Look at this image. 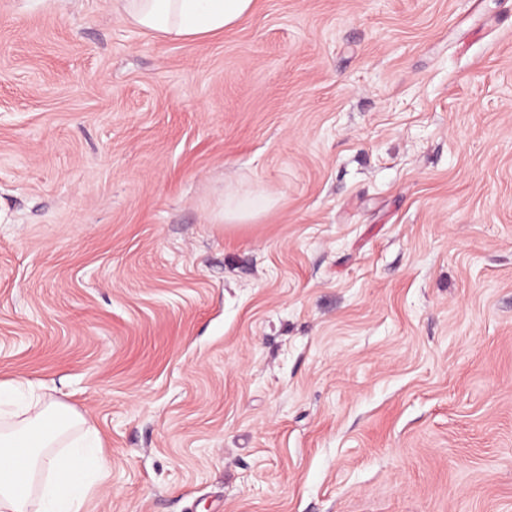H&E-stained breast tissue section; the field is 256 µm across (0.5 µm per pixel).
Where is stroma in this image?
<instances>
[{
	"instance_id": "stroma-1",
	"label": "stroma",
	"mask_w": 512,
	"mask_h": 512,
	"mask_svg": "<svg viewBox=\"0 0 512 512\" xmlns=\"http://www.w3.org/2000/svg\"><path fill=\"white\" fill-rule=\"evenodd\" d=\"M13 381L99 432L82 512H512V0H0ZM127 22L179 42L224 32L253 8L254 0H116ZM270 206L267 197L250 190L224 188V221L236 222L251 218Z\"/></svg>"
}]
</instances>
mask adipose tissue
Here are the masks:
<instances>
[{
  "label": "adipose tissue",
  "instance_id": "obj_1",
  "mask_svg": "<svg viewBox=\"0 0 512 512\" xmlns=\"http://www.w3.org/2000/svg\"><path fill=\"white\" fill-rule=\"evenodd\" d=\"M127 22L179 42L223 32L254 0H116ZM15 384L0 383V512H81L84 494L110 463L94 431L66 441L82 416L41 399L17 405Z\"/></svg>",
  "mask_w": 512,
  "mask_h": 512
}]
</instances>
